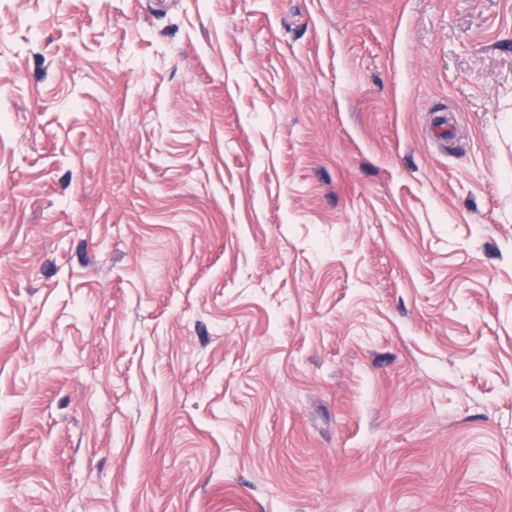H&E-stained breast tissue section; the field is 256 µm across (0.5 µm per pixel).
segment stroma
<instances>
[{"label":"stroma","mask_w":512,"mask_h":512,"mask_svg":"<svg viewBox=\"0 0 512 512\" xmlns=\"http://www.w3.org/2000/svg\"><path fill=\"white\" fill-rule=\"evenodd\" d=\"M0 512H512V0H0Z\"/></svg>","instance_id":"stroma-1"}]
</instances>
